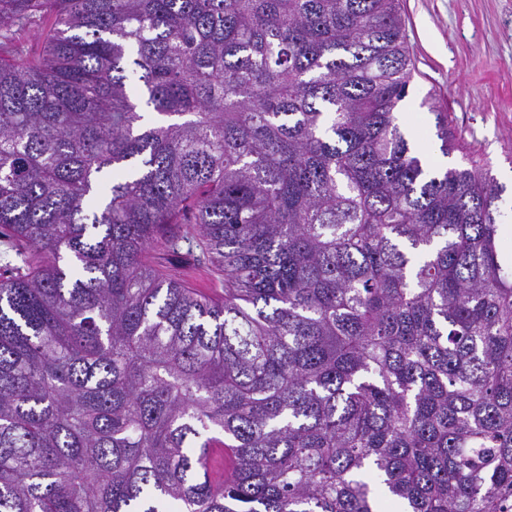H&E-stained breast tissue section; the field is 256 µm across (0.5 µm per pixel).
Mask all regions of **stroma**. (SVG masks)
Here are the masks:
<instances>
[{
    "instance_id": "35a3bbf8",
    "label": "stroma",
    "mask_w": 512,
    "mask_h": 512,
    "mask_svg": "<svg viewBox=\"0 0 512 512\" xmlns=\"http://www.w3.org/2000/svg\"><path fill=\"white\" fill-rule=\"evenodd\" d=\"M400 7L415 65L398 107L403 129L420 152L439 155L435 112L421 105L433 97L467 147L448 165L473 157L503 185V237L512 243V0H400Z\"/></svg>"
}]
</instances>
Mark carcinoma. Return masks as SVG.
<instances>
[{
	"label": "carcinoma",
	"instance_id": "obj_1",
	"mask_svg": "<svg viewBox=\"0 0 512 512\" xmlns=\"http://www.w3.org/2000/svg\"><path fill=\"white\" fill-rule=\"evenodd\" d=\"M411 76L399 0H0V512H512L503 187Z\"/></svg>",
	"mask_w": 512,
	"mask_h": 512
}]
</instances>
